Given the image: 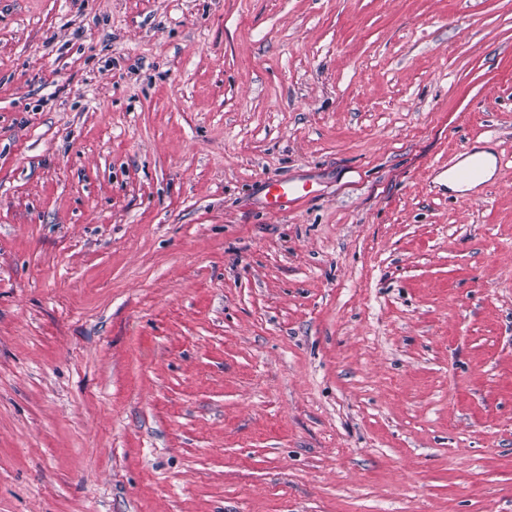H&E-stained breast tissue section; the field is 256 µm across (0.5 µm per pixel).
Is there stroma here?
Here are the masks:
<instances>
[{"mask_svg": "<svg viewBox=\"0 0 512 512\" xmlns=\"http://www.w3.org/2000/svg\"><path fill=\"white\" fill-rule=\"evenodd\" d=\"M0 512H512V0H0ZM472 153L470 145L462 146L455 151L453 160L435 169L436 172H446L447 181L456 187L454 191L448 189V193L462 201L471 200L472 192L466 190L467 185L482 177L483 162L472 158ZM266 188V203L276 212L287 211L288 204L307 195L305 184L300 185L295 182H288V180L268 182ZM270 197L272 201H269Z\"/></svg>", "mask_w": 512, "mask_h": 512, "instance_id": "1", "label": "stroma"}]
</instances>
